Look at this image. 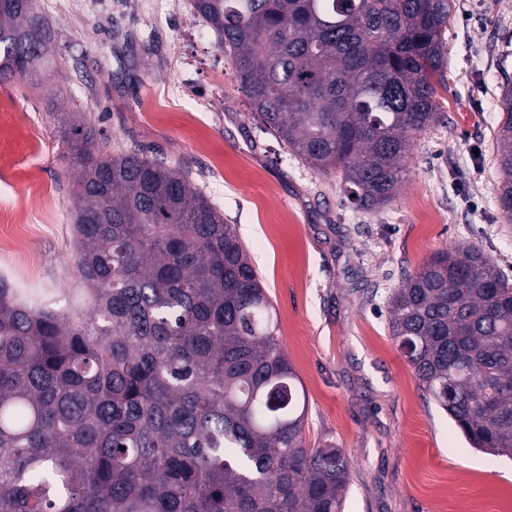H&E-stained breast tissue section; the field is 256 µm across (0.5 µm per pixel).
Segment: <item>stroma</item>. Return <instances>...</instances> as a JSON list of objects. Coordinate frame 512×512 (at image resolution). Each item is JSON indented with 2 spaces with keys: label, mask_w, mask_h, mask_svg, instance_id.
<instances>
[{
  "label": "stroma",
  "mask_w": 512,
  "mask_h": 512,
  "mask_svg": "<svg viewBox=\"0 0 512 512\" xmlns=\"http://www.w3.org/2000/svg\"><path fill=\"white\" fill-rule=\"evenodd\" d=\"M66 69L0 79V197L26 211L36 265L0 256L10 285L66 298L74 201L57 133L82 113L110 150L180 169L236 225L307 395L305 440L350 463L347 512H512V457L471 448L422 392L391 337L387 301L407 273L473 241L512 277L497 201L495 134L512 76V0H451L439 121L416 141L396 196L350 204L336 174L296 159L246 115L236 72L189 0H37ZM49 195L51 212L28 208Z\"/></svg>",
  "instance_id": "obj_1"
}]
</instances>
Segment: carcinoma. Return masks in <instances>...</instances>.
Returning <instances> with one entry per match:
<instances>
[{
    "mask_svg": "<svg viewBox=\"0 0 512 512\" xmlns=\"http://www.w3.org/2000/svg\"><path fill=\"white\" fill-rule=\"evenodd\" d=\"M0 0V77L54 35ZM449 0H190L250 117L376 210L439 118ZM497 127L512 220V80ZM75 303L0 280V512H345L350 467L308 448L303 385L235 225L179 170L69 117ZM391 337L473 447L512 455V281L474 243L387 302Z\"/></svg>",
    "mask_w": 512,
    "mask_h": 512,
    "instance_id": "cac0c4a2",
    "label": "carcinoma"
}]
</instances>
